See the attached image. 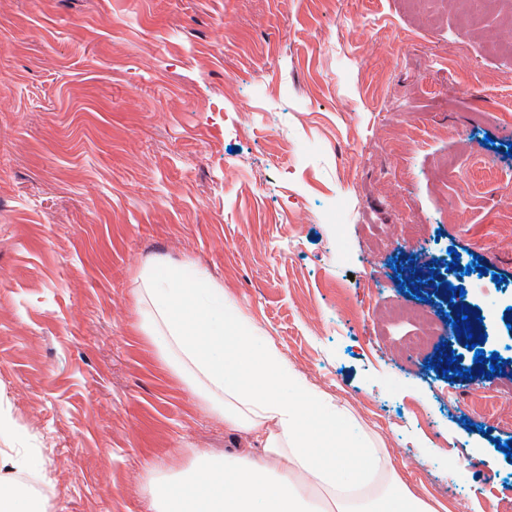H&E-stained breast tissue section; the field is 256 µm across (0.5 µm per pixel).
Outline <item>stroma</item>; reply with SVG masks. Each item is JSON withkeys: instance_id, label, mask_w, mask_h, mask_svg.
<instances>
[{"instance_id": "stroma-1", "label": "stroma", "mask_w": 512, "mask_h": 512, "mask_svg": "<svg viewBox=\"0 0 512 512\" xmlns=\"http://www.w3.org/2000/svg\"><path fill=\"white\" fill-rule=\"evenodd\" d=\"M493 42L512 43L494 0H0V448L43 449L44 512H154L198 456L257 452L136 332L159 259L206 269L436 512L512 499V57ZM452 249L485 270L452 280L506 356L492 379L413 286ZM451 346L472 378L437 367Z\"/></svg>"}]
</instances>
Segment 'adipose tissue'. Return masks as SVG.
I'll return each instance as SVG.
<instances>
[{
    "instance_id": "adipose-tissue-1",
    "label": "adipose tissue",
    "mask_w": 512,
    "mask_h": 512,
    "mask_svg": "<svg viewBox=\"0 0 512 512\" xmlns=\"http://www.w3.org/2000/svg\"><path fill=\"white\" fill-rule=\"evenodd\" d=\"M151 304L138 326L225 426L263 450L205 456L162 482L155 512H433L385 449L365 445L346 406L306 383L191 261L137 274Z\"/></svg>"
}]
</instances>
